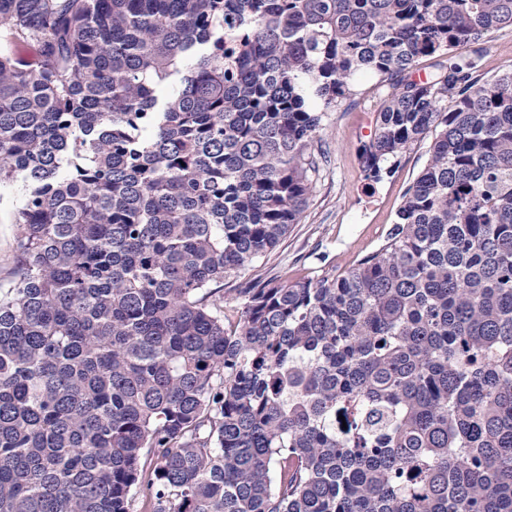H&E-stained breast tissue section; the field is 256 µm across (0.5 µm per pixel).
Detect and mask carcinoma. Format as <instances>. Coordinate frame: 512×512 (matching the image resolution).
<instances>
[{"label":"carcinoma","mask_w":512,"mask_h":512,"mask_svg":"<svg viewBox=\"0 0 512 512\" xmlns=\"http://www.w3.org/2000/svg\"><path fill=\"white\" fill-rule=\"evenodd\" d=\"M504 27L512 0H0V512H512ZM366 73V178L430 140L383 244L225 306ZM482 57L480 73L489 76L512 66V30L505 28L492 34ZM20 196L17 184H4L0 187V283H7L13 277L14 246L18 233L14 213Z\"/></svg>","instance_id":"carcinoma-1"}]
</instances>
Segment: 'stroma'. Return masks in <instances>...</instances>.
Wrapping results in <instances>:
<instances>
[{
	"mask_svg": "<svg viewBox=\"0 0 512 512\" xmlns=\"http://www.w3.org/2000/svg\"><path fill=\"white\" fill-rule=\"evenodd\" d=\"M381 98L376 80L366 76L356 82L351 99L329 113L323 156L300 222L291 226L270 254L225 278L227 305H239L241 289L254 281L284 274L292 279L315 277L331 268L343 272L358 257L382 245L406 190L426 163L427 147H412L383 180L365 179L359 148L374 132ZM20 196L18 185L0 186V283L13 277L18 233L14 213Z\"/></svg>",
	"mask_w": 512,
	"mask_h": 512,
	"instance_id": "obj_1",
	"label": "stroma"
}]
</instances>
